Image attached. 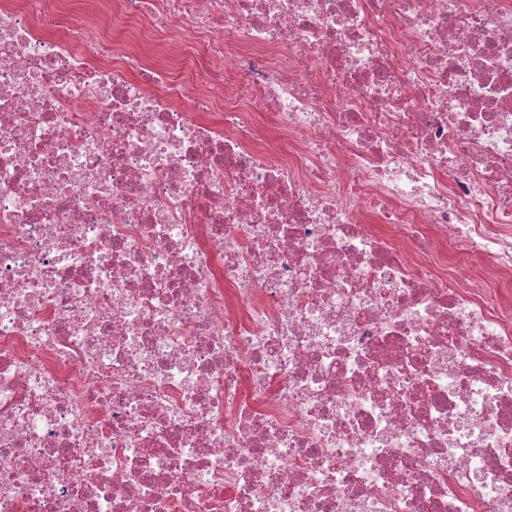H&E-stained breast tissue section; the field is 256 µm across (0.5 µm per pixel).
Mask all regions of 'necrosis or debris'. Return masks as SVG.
Here are the masks:
<instances>
[{
	"label": "necrosis or debris",
	"mask_w": 512,
	"mask_h": 512,
	"mask_svg": "<svg viewBox=\"0 0 512 512\" xmlns=\"http://www.w3.org/2000/svg\"><path fill=\"white\" fill-rule=\"evenodd\" d=\"M61 2L0 0V512H512V0ZM238 80L252 112H255L258 123L264 130L267 141L272 144L277 137V126L273 115L274 103L266 95L252 88L245 74L239 76Z\"/></svg>",
	"instance_id": "4bbe7bcc"
}]
</instances>
